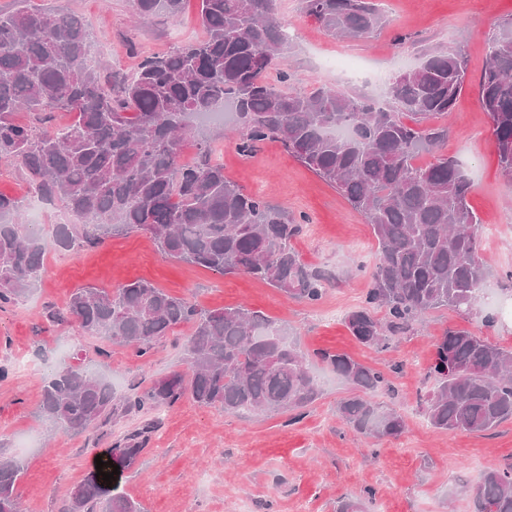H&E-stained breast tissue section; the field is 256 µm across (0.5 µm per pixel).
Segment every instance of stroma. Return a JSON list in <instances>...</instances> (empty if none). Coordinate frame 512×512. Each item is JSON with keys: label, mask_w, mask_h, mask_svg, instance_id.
<instances>
[{"label": "stroma", "mask_w": 512, "mask_h": 512, "mask_svg": "<svg viewBox=\"0 0 512 512\" xmlns=\"http://www.w3.org/2000/svg\"><path fill=\"white\" fill-rule=\"evenodd\" d=\"M40 2L80 15L100 43L94 67L125 80L141 57L205 36L197 18L199 0H187L179 17L161 13L141 26L131 22L129 0ZM380 4L382 28L369 38L349 40L325 34L303 13L301 0H278L292 49L276 69L288 72L290 86L300 92L325 84L348 89L351 80L329 65L337 52L354 57L364 77L389 78L418 64L426 46L463 43L465 89L453 112L437 123L448 129L449 156L472 181L468 203L481 222L480 254L487 268L484 306L496 315L495 325L484 327L473 312L441 308L428 312L410 332L392 337L385 350L358 343L346 318L362 304L379 259L365 216L278 143L266 142L245 157L225 126H211L225 175L304 220L292 245L305 263L331 273L333 280L318 302H300L246 274L223 275L164 257L144 232L67 251L54 242L63 208L45 204L39 215L46 248L41 279L27 305L0 307V367L10 370L0 381V444L24 465L18 483L23 512H64L96 457L148 422L153 429L144 452L112 481L115 491L126 493L144 512H336L339 502L367 488L375 493L367 512H473L471 486L484 472L512 465V421L482 435L448 433L434 429L423 409L424 396L435 386L428 375L434 344L446 330L467 329L512 349V180L500 172L478 92L489 38L498 22L512 17V0ZM137 279L205 309L244 306L263 312L306 354L320 383V399L301 411L270 414L227 413L186 397L173 407L131 414L80 434L47 426L39 417L42 382L62 363L97 357L99 371L119 396L185 370L182 347L192 332L189 324L138 358L123 346L81 335L74 324L46 318L47 310H64L75 289H113ZM325 349L385 375L386 385L370 398L402 415L401 435L366 438L340 419L337 405L350 386L317 358Z\"/></svg>", "instance_id": "obj_1"}]
</instances>
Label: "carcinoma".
<instances>
[{
    "label": "carcinoma",
    "instance_id": "obj_1",
    "mask_svg": "<svg viewBox=\"0 0 512 512\" xmlns=\"http://www.w3.org/2000/svg\"><path fill=\"white\" fill-rule=\"evenodd\" d=\"M141 21L163 10L182 14L185 0H130ZM0 11V159H13L45 201L79 220L58 224L63 249L94 246L131 231L150 233L162 255L221 274H247L288 297L314 303L330 275L306 265L292 247L303 225L224 176L217 147L198 136L192 114L233 109L237 149L254 154L275 141L364 213L379 260L362 305L346 318L352 336L383 349L441 307L477 308L486 280L471 184L438 149L447 129L432 125L454 110L465 87L462 44L431 45L419 66L386 83L384 100L361 89L287 87L288 73L268 72L289 49L277 0H199L203 40L144 57L119 86L90 65L93 41L84 21L28 0ZM329 36L361 39L384 19L372 0H302ZM502 174L512 179V19L497 24L479 84ZM21 111L30 120L17 119ZM54 111L72 117L47 126ZM196 149L183 160L186 143ZM422 150L435 154L414 164ZM22 201L0 193V303L24 298L38 282L45 245L34 224L20 223ZM385 311L381 320L375 311ZM67 314L89 336L149 354L182 323L188 372H173L133 396H116L97 361L57 369L44 380L39 406L48 424L81 433L108 419L172 407L185 395L226 412L284 413L312 404L321 389L288 332L245 307L204 309L145 280L118 288H78ZM437 385L424 400L432 427L483 432L512 420V350L465 329L435 344ZM317 357L353 390L338 413L357 433L398 436L403 417L363 393L385 378L344 353ZM151 426L114 446L133 465ZM23 466L0 456V512H20ZM474 512H512V466L491 469L473 488ZM141 512L91 473L71 494L67 512Z\"/></svg>",
    "mask_w": 512,
    "mask_h": 512
}]
</instances>
